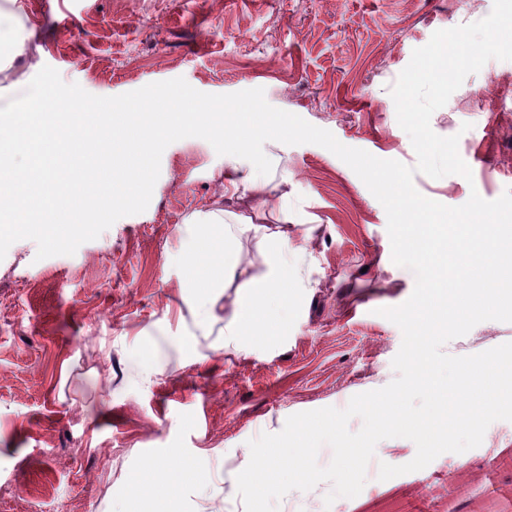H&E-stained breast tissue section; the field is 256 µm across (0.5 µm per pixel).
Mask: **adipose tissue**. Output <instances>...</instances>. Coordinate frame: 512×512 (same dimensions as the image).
<instances>
[{
	"mask_svg": "<svg viewBox=\"0 0 512 512\" xmlns=\"http://www.w3.org/2000/svg\"><path fill=\"white\" fill-rule=\"evenodd\" d=\"M74 128L72 139L62 126ZM184 130L213 135L224 146V198L191 213L184 232L191 247L184 262L191 272L183 288L191 303L196 328L207 331L222 324L225 347L236 357L248 359L258 348L277 342L288 333V311L300 294L294 279L296 255L290 249L287 225L264 224L271 199L287 209L288 194L275 180L274 157H253L260 139L276 141L279 128L268 123L243 122L233 128L215 127L205 106L188 108L177 98H166L136 110L113 108L85 111L78 93H71L66 110L56 109L45 88L32 89L17 110L0 114V222L21 233H32L56 245L66 241V230L84 229L81 194L62 178L61 160L73 162L97 155L108 146L112 160L123 170L121 177L97 180L94 196L106 203L121 198L136 200L148 187L147 157L163 134ZM243 205L241 212L225 210V197ZM259 234L265 247V269L254 271L238 257L235 244L241 234ZM235 298H227L228 285ZM194 482L212 490L197 463H150L142 485L127 496L120 512H141L142 497L160 498L163 512H182L180 487Z\"/></svg>",
	"mask_w": 512,
	"mask_h": 512,
	"instance_id": "adipose-tissue-1",
	"label": "adipose tissue"
}]
</instances>
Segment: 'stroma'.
<instances>
[{
    "label": "stroma",
    "instance_id": "35a3bbf8",
    "mask_svg": "<svg viewBox=\"0 0 512 512\" xmlns=\"http://www.w3.org/2000/svg\"><path fill=\"white\" fill-rule=\"evenodd\" d=\"M35 26L25 55L0 72V107L43 66L97 96L184 78L229 94L260 88L267 102L329 130L349 147L415 168L390 89L433 32L479 21L493 0H20ZM459 135L471 179L414 185L448 206L471 192L512 188V61H488L431 117ZM288 175L292 247L305 287L288 337L249 360L225 352L220 327L200 332L181 297L183 221L221 187L224 150L197 134L166 137L150 187L135 204L100 208L88 230L57 246L0 232V512H113L171 450L209 476L250 460L248 442L280 432L290 415L346 408L389 384L400 329L379 316L404 303L415 276L393 263L387 215L360 178L314 144L274 147ZM181 312L178 324L165 315ZM512 342V323L484 321L447 342L452 356ZM154 348L148 379L127 361ZM416 454L406 438L379 442L353 498L326 503L330 482L292 491L278 512H512V422L482 444L379 480L376 466Z\"/></svg>",
    "mask_w": 512,
    "mask_h": 512
}]
</instances>
